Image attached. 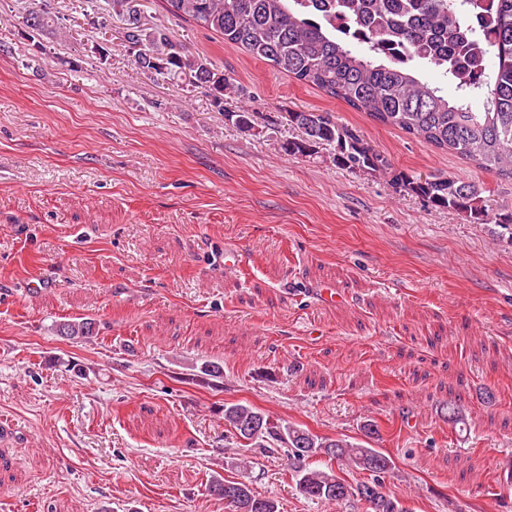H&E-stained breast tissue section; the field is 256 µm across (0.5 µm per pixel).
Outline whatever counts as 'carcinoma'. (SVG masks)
Masks as SVG:
<instances>
[{
    "instance_id": "cac0c4a2",
    "label": "carcinoma",
    "mask_w": 512,
    "mask_h": 512,
    "mask_svg": "<svg viewBox=\"0 0 512 512\" xmlns=\"http://www.w3.org/2000/svg\"><path fill=\"white\" fill-rule=\"evenodd\" d=\"M134 0H97L96 13L126 17V42L144 72L176 75L189 71L194 84L224 103L226 79L201 61L186 57L167 29L145 33ZM173 17L214 31L224 42L268 62L297 81L312 85L351 108L368 113L440 151L512 181V0H162ZM28 28L57 32L44 8L33 9ZM440 69L455 87L448 99L442 90L421 81L412 62ZM485 96L482 112L469 100ZM288 122L301 136L283 145L289 155L307 156L331 146L336 162L389 178L395 188L418 195L438 208L482 221L485 190L455 177L416 178L394 168L351 129L326 112H290ZM68 340L96 336L91 319L59 324ZM263 419L264 431L245 435L242 426ZM224 423L247 449L261 455H284L300 494L310 500L364 505L365 512H407L384 491L394 469L391 458L376 448L344 438L316 435L296 424L272 421L243 404L224 405ZM355 469L354 484L336 469ZM229 505L233 512H279L278 504L246 489Z\"/></svg>"
}]
</instances>
